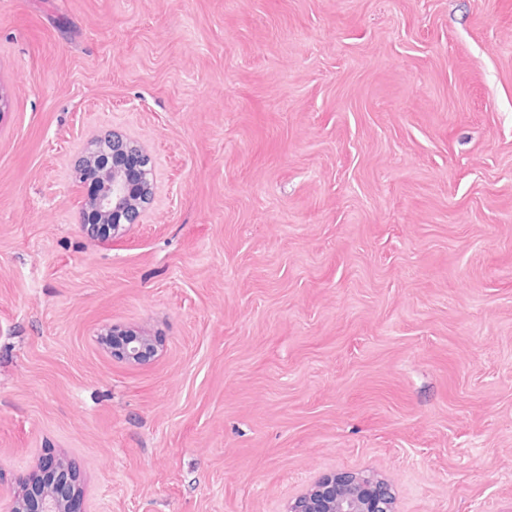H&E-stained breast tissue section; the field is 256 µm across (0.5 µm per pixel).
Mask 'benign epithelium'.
Segmentation results:
<instances>
[{
    "mask_svg": "<svg viewBox=\"0 0 512 512\" xmlns=\"http://www.w3.org/2000/svg\"><path fill=\"white\" fill-rule=\"evenodd\" d=\"M101 151L112 155V177L102 171L94 181L91 197L95 208L82 212V222L90 214L110 223L108 231L94 236L108 239L142 221L154 197V167L139 143L112 134ZM156 355L153 339L132 329H112V358L133 365L151 362ZM69 484L45 491L29 509L15 497L5 512H69ZM288 512H397L391 485L371 475L338 471L317 481L288 505Z\"/></svg>",
    "mask_w": 512,
    "mask_h": 512,
    "instance_id": "obj_1",
    "label": "benign epithelium"
}]
</instances>
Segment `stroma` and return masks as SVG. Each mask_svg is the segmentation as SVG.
<instances>
[{
  "label": "stroma",
  "instance_id": "35a3bbf8",
  "mask_svg": "<svg viewBox=\"0 0 512 512\" xmlns=\"http://www.w3.org/2000/svg\"><path fill=\"white\" fill-rule=\"evenodd\" d=\"M0 99V494L512 512V0H0ZM112 132L156 198L99 242ZM104 343L112 346V358L133 365L151 362L156 355V345L150 336L132 329L113 328ZM288 512H397L391 485L371 475L338 471L322 477Z\"/></svg>",
  "mask_w": 512,
  "mask_h": 512
}]
</instances>
